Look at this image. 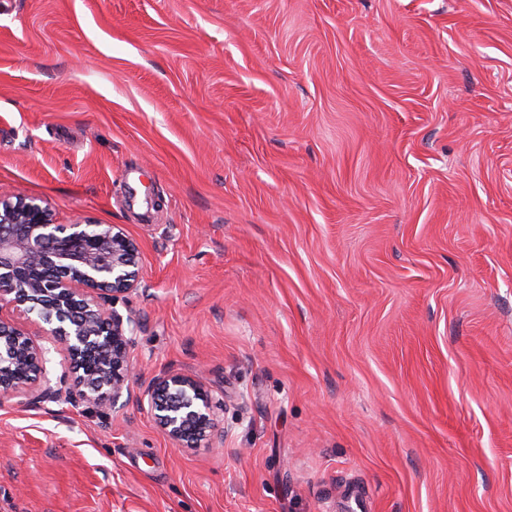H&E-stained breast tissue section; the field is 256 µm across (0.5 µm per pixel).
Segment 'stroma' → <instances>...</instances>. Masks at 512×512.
<instances>
[{
    "mask_svg": "<svg viewBox=\"0 0 512 512\" xmlns=\"http://www.w3.org/2000/svg\"><path fill=\"white\" fill-rule=\"evenodd\" d=\"M0 191L224 432L0 403V512H512V0H0Z\"/></svg>",
    "mask_w": 512,
    "mask_h": 512,
    "instance_id": "obj_1",
    "label": "stroma"
}]
</instances>
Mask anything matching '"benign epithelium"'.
<instances>
[{
    "label": "benign epithelium",
    "instance_id": "1",
    "mask_svg": "<svg viewBox=\"0 0 512 512\" xmlns=\"http://www.w3.org/2000/svg\"><path fill=\"white\" fill-rule=\"evenodd\" d=\"M138 243L118 224H57L35 199L0 193V311L9 306L45 324L68 370L53 379L49 349L0 314V400L33 405L75 394L93 402L132 397L130 360L138 324L117 299L137 286ZM184 448H210L218 423L196 374L168 370L136 397Z\"/></svg>",
    "mask_w": 512,
    "mask_h": 512
}]
</instances>
